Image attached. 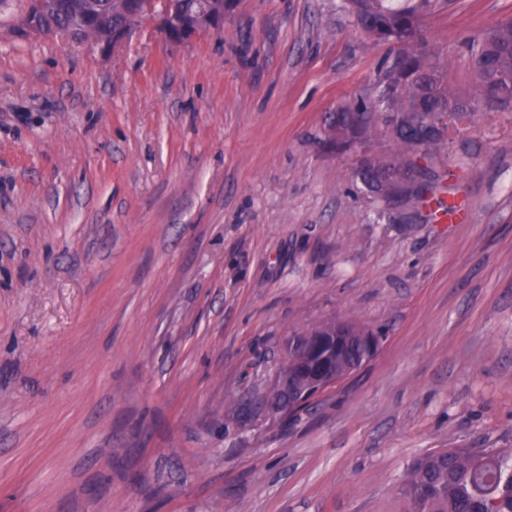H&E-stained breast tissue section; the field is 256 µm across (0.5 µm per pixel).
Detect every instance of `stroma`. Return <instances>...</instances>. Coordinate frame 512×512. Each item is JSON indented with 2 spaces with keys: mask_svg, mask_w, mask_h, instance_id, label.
<instances>
[{
  "mask_svg": "<svg viewBox=\"0 0 512 512\" xmlns=\"http://www.w3.org/2000/svg\"><path fill=\"white\" fill-rule=\"evenodd\" d=\"M0 15V512H407L421 455L512 452V109L456 123L427 206L357 184L336 109L382 47L342 0H235L109 54ZM426 22L462 95L460 35ZM382 330L290 417L253 412L290 333Z\"/></svg>",
  "mask_w": 512,
  "mask_h": 512,
  "instance_id": "stroma-1",
  "label": "stroma"
}]
</instances>
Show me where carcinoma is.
Listing matches in <instances>:
<instances>
[{"instance_id": "obj_1", "label": "carcinoma", "mask_w": 512, "mask_h": 512, "mask_svg": "<svg viewBox=\"0 0 512 512\" xmlns=\"http://www.w3.org/2000/svg\"><path fill=\"white\" fill-rule=\"evenodd\" d=\"M452 0H343L358 31L387 46L373 79L374 92L360 93L336 112L339 152L357 141L386 147L359 162L355 177L385 199L422 204L438 188L434 166L447 151L449 125L464 113L488 112V104L512 107V20L480 36L460 39L474 77L466 101L449 78L451 63L424 34L428 17ZM131 0H54L45 14L50 30L75 43H97L125 25ZM402 493L408 512H512V456L486 448L428 452L409 468Z\"/></svg>"}]
</instances>
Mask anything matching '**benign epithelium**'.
Returning a JSON list of instances; mask_svg holds the SVG:
<instances>
[{"label":"benign epithelium","instance_id":"benign-epithelium-1","mask_svg":"<svg viewBox=\"0 0 512 512\" xmlns=\"http://www.w3.org/2000/svg\"><path fill=\"white\" fill-rule=\"evenodd\" d=\"M152 23L172 42H186L193 37L224 26V13L200 11L191 17L177 13L175 0H138L127 27L112 35L109 41L98 43L103 51L126 44L129 33L144 24ZM14 26L25 29L32 36L48 34L33 14H25L14 21ZM381 336L366 334L345 321H336L316 329L309 336L288 339V358L273 390L255 403L257 410L284 416L296 411L313 399V394L332 388L356 372L378 351ZM359 344L361 360L354 359L350 348Z\"/></svg>","mask_w":512,"mask_h":512}]
</instances>
